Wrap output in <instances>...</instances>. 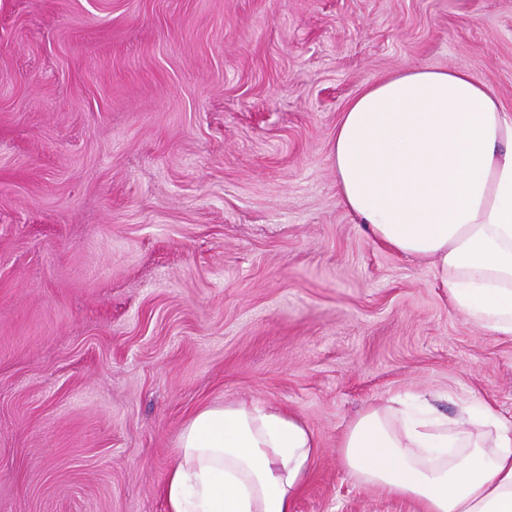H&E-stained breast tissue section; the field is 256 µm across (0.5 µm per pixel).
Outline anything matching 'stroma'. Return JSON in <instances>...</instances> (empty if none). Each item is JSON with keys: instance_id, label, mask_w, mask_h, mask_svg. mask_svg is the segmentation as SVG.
<instances>
[{"instance_id": "1", "label": "stroma", "mask_w": 512, "mask_h": 512, "mask_svg": "<svg viewBox=\"0 0 512 512\" xmlns=\"http://www.w3.org/2000/svg\"><path fill=\"white\" fill-rule=\"evenodd\" d=\"M404 68L512 113V0H0V512H165L183 428L242 398L317 438L293 512H417L347 476L355 412L512 422V338L337 194L341 113Z\"/></svg>"}]
</instances>
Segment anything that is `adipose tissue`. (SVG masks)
<instances>
[{
  "instance_id": "adipose-tissue-1",
  "label": "adipose tissue",
  "mask_w": 512,
  "mask_h": 512,
  "mask_svg": "<svg viewBox=\"0 0 512 512\" xmlns=\"http://www.w3.org/2000/svg\"><path fill=\"white\" fill-rule=\"evenodd\" d=\"M342 205L382 247L430 265L449 304L512 337V113L469 71L372 81L336 125ZM318 452L297 414L241 399L182 430L166 512H292ZM340 459L357 483L422 512H512V422L485 401L441 413L426 391L367 404Z\"/></svg>"
}]
</instances>
